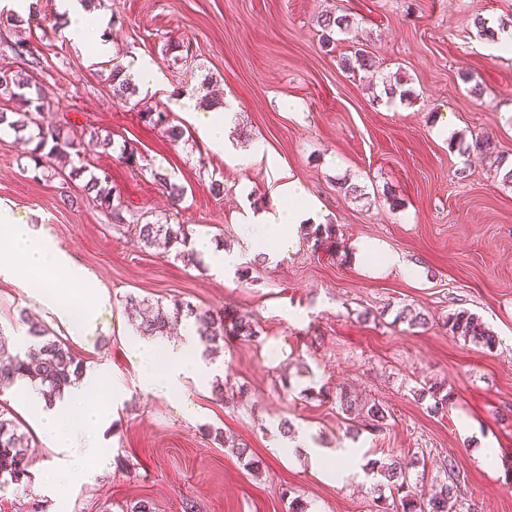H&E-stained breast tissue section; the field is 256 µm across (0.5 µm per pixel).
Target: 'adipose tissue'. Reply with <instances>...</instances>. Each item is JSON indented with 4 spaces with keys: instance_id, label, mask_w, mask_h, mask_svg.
Segmentation results:
<instances>
[{
    "instance_id": "adipose-tissue-1",
    "label": "adipose tissue",
    "mask_w": 512,
    "mask_h": 512,
    "mask_svg": "<svg viewBox=\"0 0 512 512\" xmlns=\"http://www.w3.org/2000/svg\"><path fill=\"white\" fill-rule=\"evenodd\" d=\"M62 12L73 42L89 47L101 57L110 54L104 19L89 15L80 0H63ZM172 108L195 123L199 136L211 149L234 156L235 149L225 137L227 122L237 108L234 101H226L223 111L217 112L182 94L173 98ZM272 197V210L258 222L247 224L244 235L245 251L262 254L270 264L294 251L298 225L317 221L310 196L297 180H290L287 188H274ZM0 228L5 231L0 237V276L16 279L24 271L48 273L49 280L37 295L38 303L55 316L69 335L86 341L93 339L107 299L89 289L83 268L71 263L41 229L28 224L10 208L0 206ZM129 357L142 371L141 389L152 395H180L187 381L203 383L212 373L196 344L187 339L140 342L130 348ZM106 387L105 374L89 373L79 385L49 405L39 390L26 381H16L13 386L16 399L37 411L36 423L41 433L61 455L51 485L57 495H67L86 459L100 463L107 459L105 449L93 437L107 412L89 403L91 396L104 392Z\"/></svg>"
}]
</instances>
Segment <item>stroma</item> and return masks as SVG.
I'll return each instance as SVG.
<instances>
[{"label":"stroma","mask_w":512,"mask_h":512,"mask_svg":"<svg viewBox=\"0 0 512 512\" xmlns=\"http://www.w3.org/2000/svg\"><path fill=\"white\" fill-rule=\"evenodd\" d=\"M39 2L42 27L0 22V67L12 62L14 42L27 39L47 97L41 123L84 141L86 160L111 172L126 223L111 224L88 200L86 180L70 177V163L34 178L27 142L0 129V204L40 226L108 299L106 328L88 344L69 336L31 287L0 279V334L21 345L28 320L39 321L65 338L86 370H105L124 396L97 434L107 465L92 466L89 480L60 501L45 481L56 452L28 408L0 396V410L30 437L32 472L31 486L0 490V512H105L143 497L155 512L189 504L195 512H288L285 487L309 512H377L371 464L400 453L414 487L441 476L450 456L466 474L473 512H512V473L501 466L512 462V186L490 162L458 149L459 140L487 137L512 160V56L494 53L473 24L479 14L490 27L512 26V0H105L96 13L108 20L109 64L131 75L144 63L157 67L163 80L145 92L149 106L185 93L218 111L235 100L227 135L241 165L213 151L184 116H172L184 131L173 142L113 98L99 57L53 25L58 0ZM329 11L350 12L357 23L331 48L317 23ZM358 42L377 62L374 76L340 64ZM397 79L408 99L385 96V84ZM444 124L449 134L439 133ZM93 130L110 135L112 146L90 140ZM125 143L140 153L136 166L117 158ZM257 146L263 155L254 154ZM157 170L184 188L179 203L154 180ZM290 178L335 225V244L317 249L302 235L279 263L227 273L143 247L132 230L160 213L193 237L235 250L254 199L270 208L272 189ZM215 180L223 193L212 191ZM344 180L361 197L345 194ZM364 237L422 265V276L352 263L350 244ZM129 296L253 317L258 338L231 339L211 359L216 378L247 388V400L225 403L213 384L192 381L178 399L142 391L128 357L139 338ZM408 305L425 314V326L399 319ZM462 309L498 337L493 349L446 332L448 316ZM297 361L308 374L296 373ZM427 380L446 383L447 409L435 411L432 398L415 394ZM322 388L384 403L386 431L346 438L338 405L314 396ZM284 419L320 447L357 448L347 476L328 477L306 454L289 452L278 428ZM468 422L478 438L466 435ZM216 430L259 468L214 440ZM482 445L497 460L484 459Z\"/></svg>","instance_id":"obj_1"}]
</instances>
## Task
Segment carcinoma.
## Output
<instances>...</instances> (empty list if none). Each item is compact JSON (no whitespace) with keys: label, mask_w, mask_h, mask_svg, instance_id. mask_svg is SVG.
Here are the masks:
<instances>
[{"label":"carcinoma","mask_w":512,"mask_h":512,"mask_svg":"<svg viewBox=\"0 0 512 512\" xmlns=\"http://www.w3.org/2000/svg\"><path fill=\"white\" fill-rule=\"evenodd\" d=\"M320 27L324 43L328 46L332 34L351 30L354 22L346 13L330 12L321 15ZM12 51L17 69L12 71L0 68V100L7 104L14 103L17 108L11 112L0 111V125L16 133H28L27 142L33 144L28 158L41 176L48 170L52 158L58 155L71 158L76 163L71 173H89L85 184L89 199L108 213L112 223H124L121 202L112 188L110 173L102 168L95 171L89 169L82 155L81 143L64 135L61 128L45 127L35 118L45 109L46 97L36 79L38 61L29 56L28 43L19 41L12 47ZM341 64L352 71H369L376 67L374 57L364 48H357L351 55L342 57ZM109 78L113 97L133 108L137 107L135 97L139 94V87L132 83L129 75L115 66L110 70ZM140 118L161 130L174 142L183 136L182 129L172 124L170 112L166 109L142 112ZM154 179L174 200L183 198L184 188L171 182L168 174L159 170L154 173ZM134 229L144 246L151 247L161 240L169 247L180 245L182 249L176 251L175 258L188 264L198 262L197 253L189 248V228L181 224H170L167 217L157 215L152 221L134 225ZM147 309L148 315L138 326V331L143 335L166 336L185 318L191 321L195 336L207 350L230 336L249 340L258 336V330L250 320L240 316L228 324L222 313L198 309L178 300L171 307L158 303L148 305ZM446 326L452 335L476 345L492 349L497 343L490 329L478 316L467 310L450 314ZM28 335L29 344L24 349L9 346L5 337L0 336V388L7 389L15 379L24 378L36 386L51 405L62 397L65 389L80 381L84 374L83 362L69 345L39 322L29 323ZM336 403L346 415L359 412L365 418L363 429L374 436L386 429L388 418L391 417L380 401H366L360 406L344 391L336 393ZM442 468L443 479L439 480L437 490L427 499L419 497L413 490L408 464L402 459L395 458L388 465L377 468L383 486L391 491L388 498L382 493L378 496V500L382 501L381 512H463L464 475L452 458L445 460ZM29 483V437L20 430L15 419H9L5 413L0 412V488Z\"/></svg>","instance_id":"cac0c4a2"}]
</instances>
